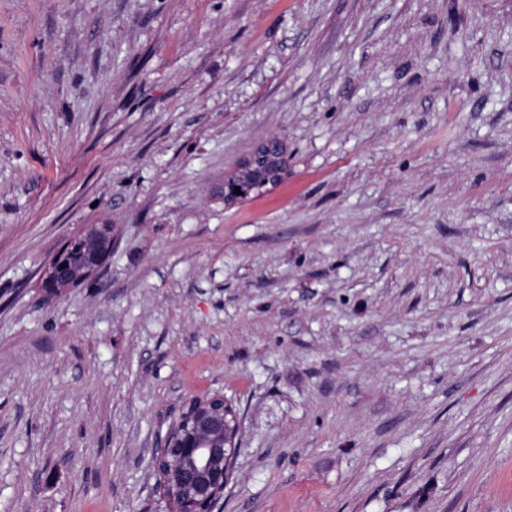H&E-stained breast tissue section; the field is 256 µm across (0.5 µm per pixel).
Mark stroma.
Wrapping results in <instances>:
<instances>
[{
	"instance_id": "obj_1",
	"label": "stroma",
	"mask_w": 512,
	"mask_h": 512,
	"mask_svg": "<svg viewBox=\"0 0 512 512\" xmlns=\"http://www.w3.org/2000/svg\"><path fill=\"white\" fill-rule=\"evenodd\" d=\"M213 393L214 512H512V0H0V512H168ZM284 145L278 136H271L262 142L251 154L248 161L240 169L239 181H250L256 167L263 169L273 177L287 165ZM69 240V253L56 256L41 271L45 288L56 294L73 285L91 280L101 274L115 246L111 225L87 224L84 231ZM72 251H80L88 256L84 264H74L69 260ZM223 394L182 407L153 456L163 498L173 512H212L241 449V422ZM171 510V511H172Z\"/></svg>"
}]
</instances>
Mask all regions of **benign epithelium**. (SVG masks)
Instances as JSON below:
<instances>
[{
	"mask_svg": "<svg viewBox=\"0 0 512 512\" xmlns=\"http://www.w3.org/2000/svg\"><path fill=\"white\" fill-rule=\"evenodd\" d=\"M287 165L282 140L262 142L240 169L239 181L251 180L256 168L274 176ZM115 246L112 225L88 224L69 240V251L88 256L74 264L69 255L57 256L41 271L45 288L56 294L101 274ZM222 394L190 401L183 407L153 456L163 498L173 512H213L230 478V466L241 449V422L229 415Z\"/></svg>",
	"mask_w": 512,
	"mask_h": 512,
	"instance_id": "obj_1",
	"label": "benign epithelium"
}]
</instances>
